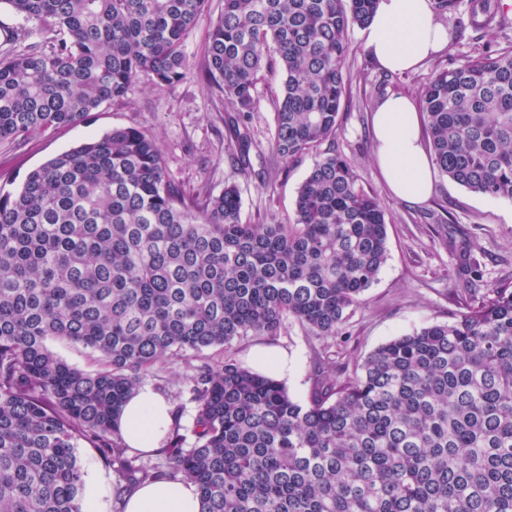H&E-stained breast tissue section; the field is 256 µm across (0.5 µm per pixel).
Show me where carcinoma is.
I'll return each mask as SVG.
<instances>
[{
    "label": "carcinoma",
    "mask_w": 512,
    "mask_h": 512,
    "mask_svg": "<svg viewBox=\"0 0 512 512\" xmlns=\"http://www.w3.org/2000/svg\"><path fill=\"white\" fill-rule=\"evenodd\" d=\"M29 27L0 48V138L85 121L145 82L186 78L187 33L209 0H0ZM379 0H224L203 77L250 171L262 72L279 66L271 154H317L293 216L242 222L235 185L187 195L153 132L120 127L0 190V512H84L78 448L112 466L117 495L193 482L200 512H512V289L467 299L452 322L393 337L308 404L224 358L292 320L335 336L387 258V222L333 148L348 35ZM465 10H460V5ZM475 29L509 25L497 0H432ZM432 164L512 200V36L433 66L420 92ZM85 349L73 366L47 342ZM183 365L188 374L161 375ZM148 380L194 405L165 463L128 456L118 420Z\"/></svg>",
    "instance_id": "obj_1"
}]
</instances>
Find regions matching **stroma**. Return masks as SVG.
Listing matches in <instances>:
<instances>
[{
  "label": "stroma",
  "instance_id": "35a3bbf8",
  "mask_svg": "<svg viewBox=\"0 0 512 512\" xmlns=\"http://www.w3.org/2000/svg\"><path fill=\"white\" fill-rule=\"evenodd\" d=\"M223 0H210L209 8L186 39L191 69L173 89L159 91L137 84L120 101L102 106L84 122L61 126L22 143L0 139V187L14 190L27 174L57 154L97 138L116 127H140L156 133L167 165L185 190L207 188L217 193L236 184L241 195V218L263 224L270 217L287 219L294 210L297 190L314 163H271L268 151L275 124L271 91L279 90L280 76H267L258 84L257 101L248 116L252 147L251 174H241L224 145V101L201 76L211 24ZM448 31V46L438 55L446 60L471 53L498 40L497 31H461L454 17L440 18ZM365 30L349 32L347 69L350 82L341 103V126L334 147L358 167L364 186L374 191L386 210L388 255L376 280L351 309L340 333L322 340L306 336L289 321L278 336H251L225 346V356L250 367V353L274 347L288 354L284 384L291 398L307 404L315 353L325 350L336 373L353 371L381 343L434 324L453 321L461 309L455 290L460 285V256L470 249L479 262L481 287L512 289V201L474 194L446 177H435L429 200L410 203L395 198L375 160L372 115L381 95L375 85L381 75L365 50ZM277 169L276 189L267 193L260 172ZM450 223H442L444 212Z\"/></svg>",
  "mask_w": 512,
  "mask_h": 512
}]
</instances>
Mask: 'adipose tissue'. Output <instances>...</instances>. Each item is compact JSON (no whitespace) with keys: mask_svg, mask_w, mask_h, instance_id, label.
Returning <instances> with one entry per match:
<instances>
[{"mask_svg":"<svg viewBox=\"0 0 512 512\" xmlns=\"http://www.w3.org/2000/svg\"><path fill=\"white\" fill-rule=\"evenodd\" d=\"M448 44V31L434 23L430 0H379L366 29V49L379 67L413 71ZM376 161L391 191L412 203L426 201L434 167L419 129L413 102L402 95L382 99L374 109ZM172 424L171 405L153 386L142 385L125 403L120 428L126 444L150 454ZM196 485L166 480L143 485L126 499L124 512H199Z\"/></svg>","mask_w":512,"mask_h":512,"instance_id":"adipose-tissue-1","label":"adipose tissue"}]
</instances>
